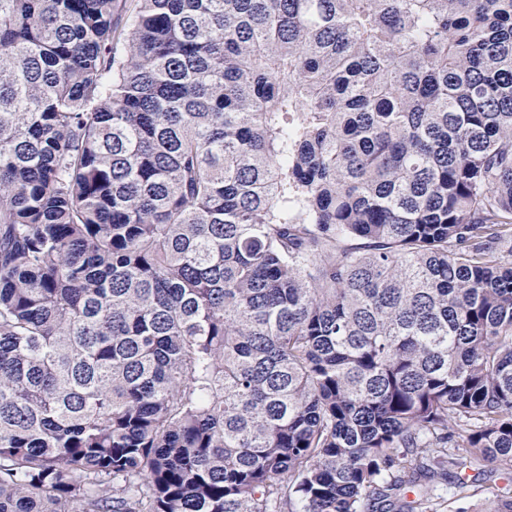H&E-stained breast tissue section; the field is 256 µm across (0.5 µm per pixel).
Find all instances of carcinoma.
<instances>
[{
	"label": "carcinoma",
	"mask_w": 512,
	"mask_h": 512,
	"mask_svg": "<svg viewBox=\"0 0 512 512\" xmlns=\"http://www.w3.org/2000/svg\"><path fill=\"white\" fill-rule=\"evenodd\" d=\"M508 251L512 0H0V512H512ZM501 480H499L497 474L491 479V481L486 483L487 490L483 493L478 494L472 498L460 500L456 502L448 501L447 506L444 509V512H457L459 510H464L467 512H487L489 502L492 499L491 491L494 490L495 484L500 485ZM490 499V500H489Z\"/></svg>",
	"instance_id": "obj_1"
}]
</instances>
